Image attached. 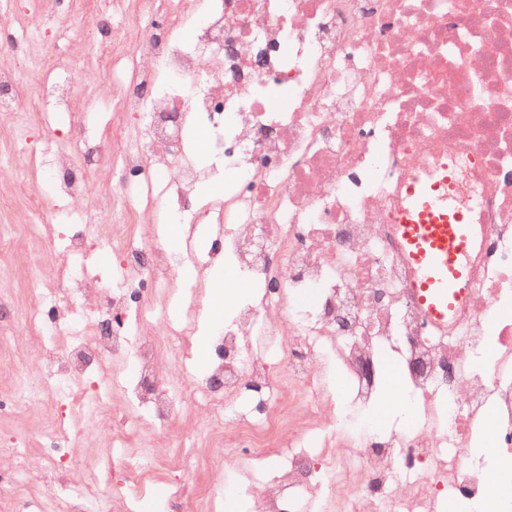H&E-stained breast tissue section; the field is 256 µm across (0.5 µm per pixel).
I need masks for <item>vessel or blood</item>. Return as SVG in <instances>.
Returning a JSON list of instances; mask_svg holds the SVG:
<instances>
[{
  "label": "vessel or blood",
  "mask_w": 512,
  "mask_h": 512,
  "mask_svg": "<svg viewBox=\"0 0 512 512\" xmlns=\"http://www.w3.org/2000/svg\"><path fill=\"white\" fill-rule=\"evenodd\" d=\"M447 173L435 177L416 175L406 182L408 207L396 219L400 244L416 278L413 290L433 324H443L472 293L466 276L474 246V229L468 213L447 204Z\"/></svg>",
  "instance_id": "1"
}]
</instances>
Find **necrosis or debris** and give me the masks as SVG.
Instances as JSON below:
<instances>
[{"label": "necrosis or debris", "instance_id": "4bbe7bcc", "mask_svg": "<svg viewBox=\"0 0 512 512\" xmlns=\"http://www.w3.org/2000/svg\"><path fill=\"white\" fill-rule=\"evenodd\" d=\"M13 3L0 0V127L25 141L27 109L70 111L85 83L47 55L29 85L18 59L44 38L3 24ZM85 3L100 61L127 52L135 62L112 100V136L89 141L81 116L31 160L60 199L87 196L92 174L111 167L100 208L112 214V278L84 270L88 237L76 232L53 287L30 270L32 306L18 310L0 290V397L17 414L45 409L34 434L0 438V495L34 481L35 441L64 493L32 512H92L102 472L123 475L112 509L125 512L156 464L150 443L191 408L224 452L206 460L186 449L170 512H215L188 479L264 458L279 473L262 483L255 512H302L311 498L321 512H437L460 495L482 498L491 472L469 450L487 420L499 453L512 455V323L499 315L512 307V0H139L138 16L117 26L99 22L108 0ZM274 87L286 96L273 99ZM196 126L241 178L223 201L187 213L203 176L185 137ZM447 164L455 204L489 246L468 266L467 303L439 329L411 298L392 226L403 181ZM158 184L156 222L188 228L178 252L127 243ZM187 261L232 263L258 290L212 337L201 381L188 376L184 330H151L159 294ZM22 322L38 351L17 340ZM330 354L363 409L394 366L416 427L347 436L327 389ZM131 438L141 451L113 453ZM316 439L326 449L309 453ZM91 444L97 454L79 458ZM311 467L324 482H300Z\"/></svg>", "mask_w": 512, "mask_h": 512}]
</instances>
